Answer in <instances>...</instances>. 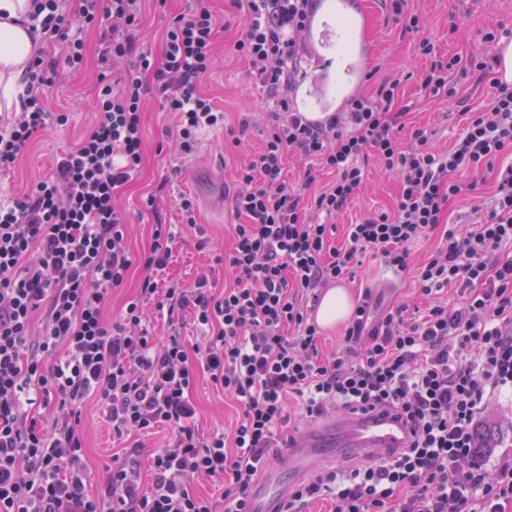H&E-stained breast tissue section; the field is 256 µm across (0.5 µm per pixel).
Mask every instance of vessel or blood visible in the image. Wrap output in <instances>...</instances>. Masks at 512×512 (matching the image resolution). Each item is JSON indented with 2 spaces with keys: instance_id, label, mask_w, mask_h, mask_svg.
Masks as SVG:
<instances>
[{
  "instance_id": "obj_1",
  "label": "vessel or blood",
  "mask_w": 512,
  "mask_h": 512,
  "mask_svg": "<svg viewBox=\"0 0 512 512\" xmlns=\"http://www.w3.org/2000/svg\"><path fill=\"white\" fill-rule=\"evenodd\" d=\"M409 429L403 421L381 412L328 418L300 433L289 435L279 463L263 471L252 484L247 512H283L284 479L301 480L343 452L373 456L404 447Z\"/></svg>"
}]
</instances>
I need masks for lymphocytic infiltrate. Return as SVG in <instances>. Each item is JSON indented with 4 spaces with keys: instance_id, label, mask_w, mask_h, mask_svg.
<instances>
[{
    "instance_id": "lymphocytic-infiltrate-1",
    "label": "lymphocytic infiltrate",
    "mask_w": 512,
    "mask_h": 512,
    "mask_svg": "<svg viewBox=\"0 0 512 512\" xmlns=\"http://www.w3.org/2000/svg\"><path fill=\"white\" fill-rule=\"evenodd\" d=\"M64 2L32 0L45 47L28 67L21 111L0 117L6 172L46 131L72 122L71 112L49 109L44 92L60 68L80 71L84 33L102 29L92 129L21 196L0 199V512H245L255 477L287 434L293 398L309 417L338 406L394 411L411 439L374 463L354 460L293 486L284 512H305L321 496L333 512H503L512 459H500L491 478L474 453L491 395L512 390V255L503 253L512 245V83L494 79L495 57L445 58L407 0H384L418 36L430 95L447 92L457 71L491 82L487 107L469 113L463 134L437 153L422 130L402 142L408 109L397 103L395 79L319 122L293 111L299 38L315 0H237L243 24L233 50L265 93L268 127L258 153L235 172L230 205L242 222L232 248L214 258L232 285L202 276L186 288L162 275L184 227L197 225L193 201L181 198L180 224L167 222L160 205L169 181L161 179L141 201L154 217L151 248L135 255L117 200L141 172L148 101L173 113L181 154L197 152L202 130L223 129V111L198 90L221 21L208 0H194L188 13L170 17L157 54L139 42L141 0H77L71 13ZM292 152L334 171V181L303 198L285 174ZM372 156L399 176V197L391 211L350 225L347 245L335 247L331 220L362 191ZM484 170L494 176L491 206L477 230L460 232L445 221L450 202L476 188L462 175ZM307 206L325 222L305 221ZM433 232L439 243L418 267L417 285L426 296L456 286L461 303L433 306L420 321L402 306L378 317L364 292L344 333L356 362L320 355L308 308L323 288L354 278L366 253L407 271L411 245ZM134 269L137 295L107 320ZM186 316L202 342L182 336ZM158 319L166 335L157 334ZM203 374L241 412L230 433L195 427L193 392ZM91 405L113 436L132 441L96 491L82 427ZM43 410L52 414L48 431L38 422ZM162 430L142 474L141 451ZM199 479L220 490V501L191 490Z\"/></svg>"
}]
</instances>
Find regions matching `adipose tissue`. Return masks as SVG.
I'll return each instance as SVG.
<instances>
[{
	"label": "adipose tissue",
	"mask_w": 512,
	"mask_h": 512,
	"mask_svg": "<svg viewBox=\"0 0 512 512\" xmlns=\"http://www.w3.org/2000/svg\"><path fill=\"white\" fill-rule=\"evenodd\" d=\"M29 9L28 0H0V113L12 111L34 44L41 39L26 21Z\"/></svg>",
	"instance_id": "1"
}]
</instances>
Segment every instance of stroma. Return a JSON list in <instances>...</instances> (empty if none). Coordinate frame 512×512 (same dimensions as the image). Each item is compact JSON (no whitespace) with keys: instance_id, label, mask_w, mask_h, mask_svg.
<instances>
[{"instance_id":"obj_1","label":"stroma","mask_w":512,"mask_h":512,"mask_svg":"<svg viewBox=\"0 0 512 512\" xmlns=\"http://www.w3.org/2000/svg\"><path fill=\"white\" fill-rule=\"evenodd\" d=\"M346 3L367 18V25L358 37L359 42L368 47L360 93L371 95L381 79H399V101L410 109L402 139L410 140L413 132L421 129L426 131L433 149L446 151L465 127L466 120L460 114L462 107L483 108L491 97L489 83L477 85L470 78L459 76L450 84V95L428 96L420 82L427 61L418 52L416 36L403 32L401 24L387 13L383 0H346ZM211 5L223 18L225 27L217 35L214 69L201 79L199 89L223 108L225 127L204 133L198 154L185 159L168 141L167 132L174 125L172 114L161 111L157 103L148 102L143 114V167L119 201L131 222L128 245L132 251L141 253L149 250L152 243V219L140 215L138 207L153 185L162 177L173 176V187L164 205L165 217L172 222L180 219L178 194L194 198L198 222L210 240V247L197 250L194 233H187L184 243L175 248L166 271L167 279L187 285L193 284L201 272L209 273L221 284L229 280L228 273L223 267L214 266L212 258L214 251L231 249L233 226L238 219L231 207L217 209L209 200V192L217 184L226 189L233 188L237 166L249 162L260 150L266 125L265 95L251 75L248 64L231 49L242 30V15L230 0H211ZM408 9L420 18L436 40L439 52L449 56L465 57L484 50L486 29L512 31V0H408ZM85 42L83 70L62 77L48 92L51 108H74L72 123L49 130L12 172L0 174V194L22 193L33 178L50 173L54 160L72 148L93 125L92 93L100 70L99 32H88ZM303 42L305 50L294 78L293 99L297 102L306 100L320 73H327V85L332 90L345 79L343 68H324L314 38L304 37ZM245 119L250 125L244 130L240 124ZM236 130L241 133L237 140L231 137ZM365 182L364 191L336 219V245L345 243L349 225L369 213L390 211L396 201L399 178L385 171L378 160H369ZM344 286L355 295L363 288H371L379 301V310L404 304L409 316L418 319L424 317L433 305L453 306L458 302L457 292L453 289L428 297L420 295L413 275L397 276L370 255L364 256L354 280L345 281ZM194 397L198 405L196 424L200 433L231 429L238 417L237 408L231 400L224 398L207 376H200ZM84 426L89 476L92 484L97 486L103 482L112 456L120 452L122 443L113 438L111 428L96 409L86 410Z\"/></svg>"}]
</instances>
